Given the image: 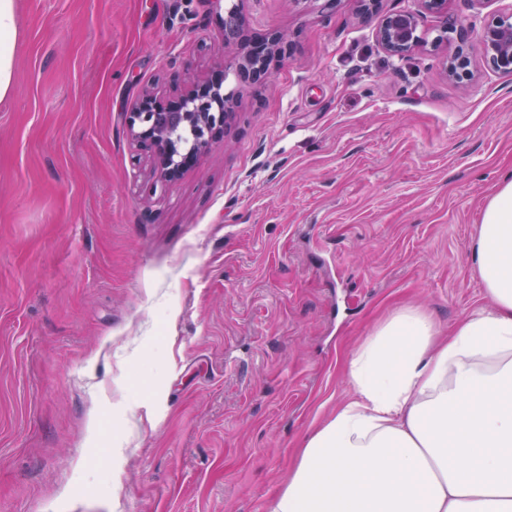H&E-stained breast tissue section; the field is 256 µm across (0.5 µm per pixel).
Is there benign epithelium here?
Listing matches in <instances>:
<instances>
[{
	"label": "benign epithelium",
	"mask_w": 512,
	"mask_h": 512,
	"mask_svg": "<svg viewBox=\"0 0 512 512\" xmlns=\"http://www.w3.org/2000/svg\"><path fill=\"white\" fill-rule=\"evenodd\" d=\"M418 19L410 12L386 14L378 29V40L383 48L396 56H403L423 42L417 35ZM459 44L446 58L445 71L457 77L467 70L470 63V35L465 29L458 32ZM244 42L243 30L224 34V46L237 50L236 73L244 79L259 80L271 76L269 69L273 58L285 56L279 35L267 38L261 53L239 51ZM478 47L486 62L494 69L512 70V12L503 14L486 25L477 37ZM233 101L223 96L220 89L209 82L190 88L180 100L163 104L151 95L143 96L134 108L130 121L131 135L138 145L153 154L161 176L166 180L176 178L186 162H194L205 152L212 141V132L224 125L232 114ZM188 123L197 128L198 144L183 154L170 136L172 125Z\"/></svg>",
	"instance_id": "7a95c632"
}]
</instances>
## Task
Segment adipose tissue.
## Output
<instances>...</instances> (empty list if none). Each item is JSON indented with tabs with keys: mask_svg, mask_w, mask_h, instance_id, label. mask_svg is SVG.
I'll list each match as a JSON object with an SVG mask.
<instances>
[{
	"mask_svg": "<svg viewBox=\"0 0 512 512\" xmlns=\"http://www.w3.org/2000/svg\"><path fill=\"white\" fill-rule=\"evenodd\" d=\"M16 0H0V101L15 77ZM471 259L489 300L440 338L401 309L348 362L354 397L307 438L272 512H512V173Z\"/></svg>",
	"mask_w": 512,
	"mask_h": 512,
	"instance_id": "1",
	"label": "adipose tissue"
}]
</instances>
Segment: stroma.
I'll use <instances>...</instances> for the list:
<instances>
[{"label": "stroma", "instance_id": "35a3bbf8", "mask_svg": "<svg viewBox=\"0 0 512 512\" xmlns=\"http://www.w3.org/2000/svg\"><path fill=\"white\" fill-rule=\"evenodd\" d=\"M17 2L0 512H270L381 321L407 305L446 329L487 302L470 245L512 171V71L443 62L512 0ZM232 3L288 48L269 79L235 72ZM395 11L423 38L401 57L376 37ZM221 71L232 117L160 180L135 103ZM459 44L453 54L447 56L445 62V71L449 77H457L460 71L466 72L470 63V35L465 29L458 32Z\"/></svg>", "mask_w": 512, "mask_h": 512}]
</instances>
